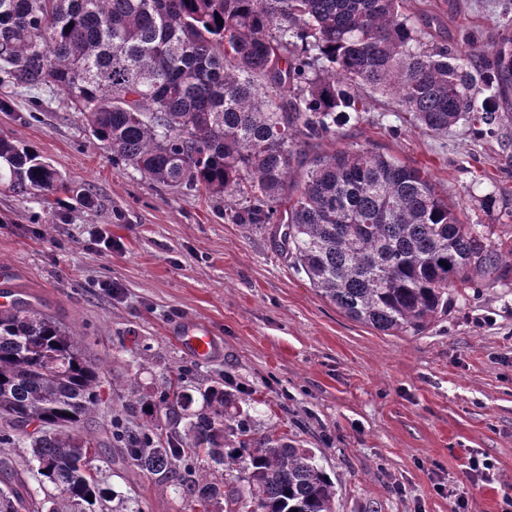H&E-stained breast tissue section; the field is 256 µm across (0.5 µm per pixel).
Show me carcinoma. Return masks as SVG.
<instances>
[{
    "mask_svg": "<svg viewBox=\"0 0 512 512\" xmlns=\"http://www.w3.org/2000/svg\"><path fill=\"white\" fill-rule=\"evenodd\" d=\"M402 0H0V73L63 91L112 157L170 188L224 202L348 318L425 333L473 275L507 277L512 248L464 224L428 169L374 148L328 154L356 91L392 97L419 128L490 136L512 99V36L464 60L401 11ZM223 25H217V22ZM0 183L51 210L65 189L34 150L0 138ZM172 371L127 392L110 441L140 470L176 480L193 512H334L335 485L309 448L251 428L250 399ZM99 366L78 334L23 301L0 308V449L24 448L37 498L3 465L0 512H142L114 507L90 426ZM164 412L161 437L151 421ZM148 421L133 425L129 416Z\"/></svg>",
    "mask_w": 512,
    "mask_h": 512,
    "instance_id": "cac0c4a2",
    "label": "carcinoma"
}]
</instances>
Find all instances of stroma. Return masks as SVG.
<instances>
[{"label": "stroma", "mask_w": 512, "mask_h": 512, "mask_svg": "<svg viewBox=\"0 0 512 512\" xmlns=\"http://www.w3.org/2000/svg\"><path fill=\"white\" fill-rule=\"evenodd\" d=\"M430 39L474 36L495 54L512 0H407ZM361 121L324 151L374 147L427 168L463 222L512 246V122L495 138L465 127L423 133L390 97L367 93ZM0 137L33 147L67 184L54 210L0 186V266L19 298L79 333L104 380L93 428L121 410L119 386L152 391L170 368L232 382L254 398L255 428L312 449L336 488L335 512H503L512 498V277L456 288L448 316L419 336H388L323 298L269 234L227 220L223 204L113 161L58 90L0 84ZM94 207H84L82 194ZM110 237L95 245L92 232ZM119 293H111L112 285ZM206 326L216 351L195 358L183 327ZM107 488L142 512H189L160 476L102 451ZM494 464L491 479L468 469Z\"/></svg>", "instance_id": "1"}]
</instances>
